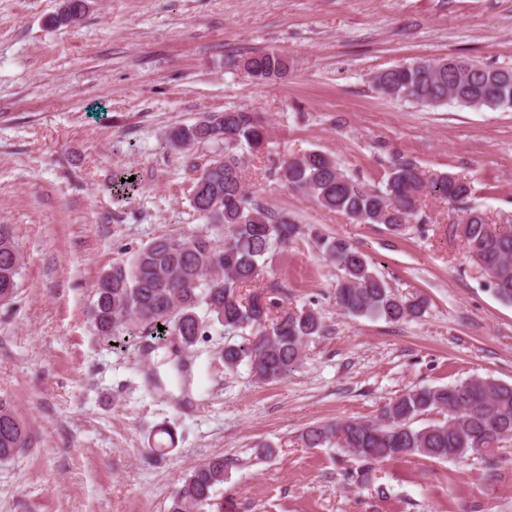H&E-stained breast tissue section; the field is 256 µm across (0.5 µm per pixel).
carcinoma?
I'll list each match as a JSON object with an SVG mask.
<instances>
[{"label":"carcinoma","instance_id":"1","mask_svg":"<svg viewBox=\"0 0 512 512\" xmlns=\"http://www.w3.org/2000/svg\"><path fill=\"white\" fill-rule=\"evenodd\" d=\"M87 0H61L54 24H74L86 13ZM248 75L268 80L288 69L277 52L257 53L243 62ZM372 84L392 100L438 107L454 103L475 110L512 111V68L490 67L472 60H419L374 73ZM266 127L256 113L233 109L205 115L172 128L168 146L183 154L197 144L221 148L191 184L190 203L208 224L205 232L159 236L139 247L130 260L103 272L95 285L89 313L104 340L122 332L150 329L164 339L175 336L183 349L195 346L219 325L258 334L227 344L220 358L228 368L245 363L262 383L288 377L302 359L304 345L327 332L320 312L310 307L281 309L251 290L272 247L295 239L301 227L248 193L242 182L241 150L260 153ZM289 187L306 194L320 208L343 212L359 224H383L393 234L417 223L419 200L434 194L460 202L470 183L451 173L426 179L417 164L402 156L390 160L386 182L369 188L319 150L295 157L276 169ZM452 231L460 236L472 263L489 272L496 265L494 294L512 303V230L488 222L476 208L463 211ZM322 257L341 271L336 306L353 315L398 323L420 317L425 300L398 295L372 268L369 258L341 237L317 236ZM23 254L11 224H0V303L17 295ZM164 326L158 331V326ZM437 411L443 419L416 428L414 423ZM512 438V384L472 376L435 388H410L392 399L373 420L347 419L309 427L304 442L316 447L337 440L357 458L379 463L410 456L444 461L478 454L494 470V451ZM30 443L27 428L11 401L0 395V461L18 456ZM224 457L194 466L170 498L167 512H210L217 486L224 483Z\"/></svg>","mask_w":512,"mask_h":512}]
</instances>
